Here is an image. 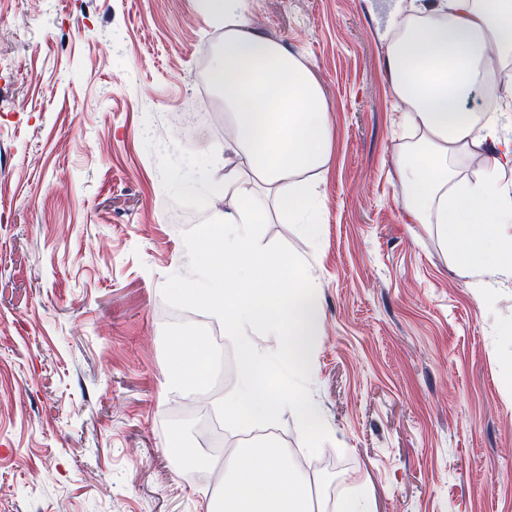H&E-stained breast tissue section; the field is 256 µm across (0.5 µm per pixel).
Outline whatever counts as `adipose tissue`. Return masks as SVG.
<instances>
[{
    "mask_svg": "<svg viewBox=\"0 0 512 512\" xmlns=\"http://www.w3.org/2000/svg\"><path fill=\"white\" fill-rule=\"evenodd\" d=\"M198 2L209 23L224 26L208 79L224 99V149L238 159L220 181L208 168L184 175L187 188L232 203L223 223L199 238L216 276L198 295L242 351L224 415L271 427L292 412L314 447L325 433L300 380L313 371L323 312L306 266L290 255L257 253L251 239L272 214L317 236L319 191L308 174L332 153L327 105L311 72L250 28L248 0ZM385 36L401 119L419 136L414 151L395 159L406 217L437 227L456 263L473 274L477 301L491 304L495 276L512 273V189L502 182L512 141L485 158L477 177L463 169L476 147L501 142L512 124V114L489 100L496 63L512 59V0H389ZM261 328L277 336L276 352L255 341ZM214 361L205 338L182 340L172 359L174 388L200 387ZM222 470L226 488L206 512H322L311 480L274 446L229 449Z\"/></svg>",
    "mask_w": 512,
    "mask_h": 512,
    "instance_id": "obj_1",
    "label": "adipose tissue"
}]
</instances>
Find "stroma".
Segmentation results:
<instances>
[{"instance_id": "obj_1", "label": "stroma", "mask_w": 512, "mask_h": 512, "mask_svg": "<svg viewBox=\"0 0 512 512\" xmlns=\"http://www.w3.org/2000/svg\"><path fill=\"white\" fill-rule=\"evenodd\" d=\"M251 28L303 61L334 145L317 237L277 219L255 249L300 257L323 310L302 389L268 440L314 471L326 512H512V277L491 306L435 228L407 223L408 134L384 70V0H251ZM224 38L197 0H0V512H201L175 473L207 448L173 393L167 312L212 270L193 241L230 201L165 170L224 159L207 70Z\"/></svg>"}]
</instances>
